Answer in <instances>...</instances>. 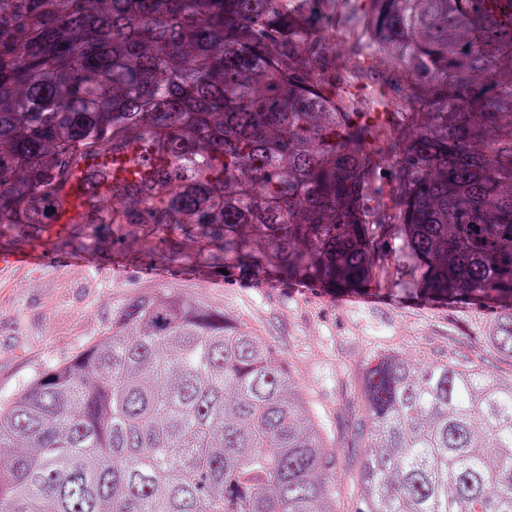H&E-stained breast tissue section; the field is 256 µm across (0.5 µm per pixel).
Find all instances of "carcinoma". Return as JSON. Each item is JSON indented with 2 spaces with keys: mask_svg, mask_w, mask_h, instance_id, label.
<instances>
[{
  "mask_svg": "<svg viewBox=\"0 0 512 512\" xmlns=\"http://www.w3.org/2000/svg\"><path fill=\"white\" fill-rule=\"evenodd\" d=\"M476 2L0 0V227L41 236L72 163L133 149L54 250L499 299L470 326L512 365V19ZM360 389L353 512H512V370L387 351ZM342 470L282 353L171 289L0 403V512H336Z\"/></svg>",
  "mask_w": 512,
  "mask_h": 512,
  "instance_id": "cac0c4a2",
  "label": "carcinoma"
}]
</instances>
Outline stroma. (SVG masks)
<instances>
[{
  "mask_svg": "<svg viewBox=\"0 0 512 512\" xmlns=\"http://www.w3.org/2000/svg\"><path fill=\"white\" fill-rule=\"evenodd\" d=\"M148 260H125L120 270L100 262L88 268L40 266L0 273V401L21 392L36 372L98 342L122 301L165 289L245 321L283 352L311 408L326 425L337 454L359 458L345 429L355 413L358 373L372 353L394 348L423 360L453 349L477 356L483 346L461 312L419 308V296L387 289L386 303L352 307L293 290L292 279L260 280L231 272L213 277L191 266L149 275Z\"/></svg>",
  "mask_w": 512,
  "mask_h": 512,
  "instance_id": "stroma-1",
  "label": "stroma"
}]
</instances>
